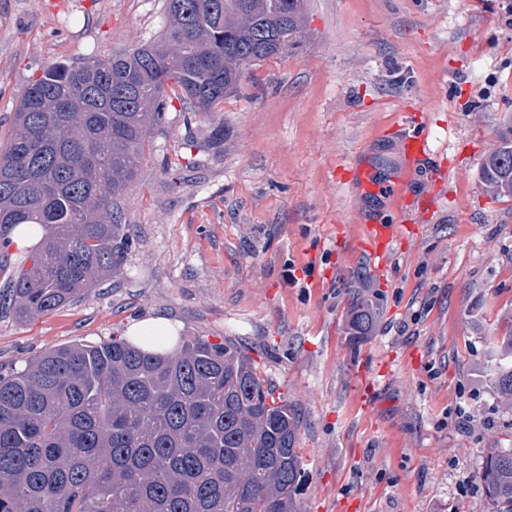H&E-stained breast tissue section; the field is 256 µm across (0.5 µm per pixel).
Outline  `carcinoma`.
Wrapping results in <instances>:
<instances>
[{"label": "carcinoma", "instance_id": "1", "mask_svg": "<svg viewBox=\"0 0 512 512\" xmlns=\"http://www.w3.org/2000/svg\"><path fill=\"white\" fill-rule=\"evenodd\" d=\"M162 13L156 38L107 60L56 62L21 95L0 151V246L22 224L40 238L0 290V312L52 313L119 271L134 238L118 202L173 100L217 115L220 145L219 105L309 36L307 0H162ZM480 178L512 197V124ZM374 321L354 297L349 342ZM496 345V390L512 405V330ZM299 427L297 408L231 339L59 346L0 372V512H303ZM480 480L492 512H512V450L491 449Z\"/></svg>", "mask_w": 512, "mask_h": 512}]
</instances>
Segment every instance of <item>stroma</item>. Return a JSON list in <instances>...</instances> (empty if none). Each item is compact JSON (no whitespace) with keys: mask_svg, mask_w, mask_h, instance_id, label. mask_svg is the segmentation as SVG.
<instances>
[{"mask_svg":"<svg viewBox=\"0 0 512 512\" xmlns=\"http://www.w3.org/2000/svg\"><path fill=\"white\" fill-rule=\"evenodd\" d=\"M313 36L263 61L256 84L210 115L173 104L121 197L136 247L63 309L0 313V366L121 336L159 313L181 334L247 343L300 414L304 512H490L479 478L512 448V410L491 368L512 316V198L480 163L512 121V0H309ZM161 0H0V148L43 67L107 59L159 35ZM424 129L451 176H409L418 233L385 276L353 241L361 214L402 224L348 168L388 181L394 128ZM371 336L345 333L353 296ZM375 312L365 298L354 296L346 315V330L351 344L366 340L373 329Z\"/></svg>","mask_w":512,"mask_h":512,"instance_id":"stroma-1","label":"stroma"}]
</instances>
